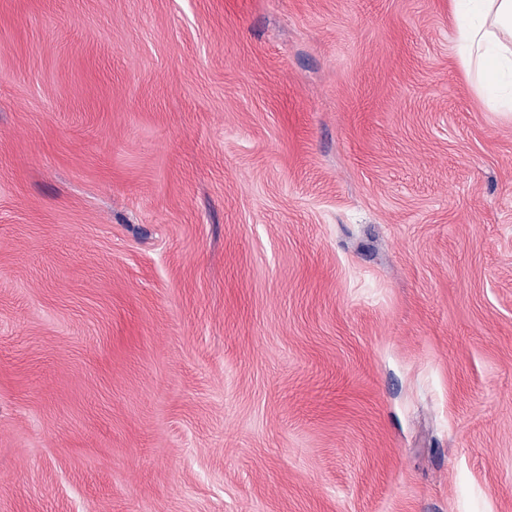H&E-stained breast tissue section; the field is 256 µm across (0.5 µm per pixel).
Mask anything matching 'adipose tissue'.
I'll return each instance as SVG.
<instances>
[{"label":"adipose tissue","instance_id":"obj_1","mask_svg":"<svg viewBox=\"0 0 512 512\" xmlns=\"http://www.w3.org/2000/svg\"><path fill=\"white\" fill-rule=\"evenodd\" d=\"M454 50L487 106L512 112V0H457Z\"/></svg>","mask_w":512,"mask_h":512}]
</instances>
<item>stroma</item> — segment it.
I'll list each match as a JSON object with an SVG mask.
<instances>
[{
  "label": "stroma",
  "instance_id": "stroma-1",
  "mask_svg": "<svg viewBox=\"0 0 512 512\" xmlns=\"http://www.w3.org/2000/svg\"><path fill=\"white\" fill-rule=\"evenodd\" d=\"M451 0H0V512H512V112Z\"/></svg>",
  "mask_w": 512,
  "mask_h": 512
}]
</instances>
